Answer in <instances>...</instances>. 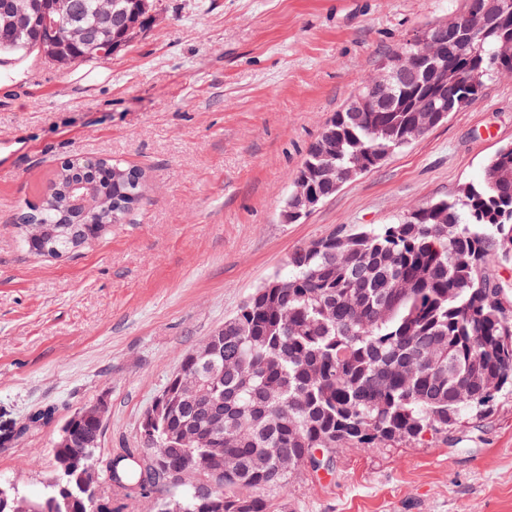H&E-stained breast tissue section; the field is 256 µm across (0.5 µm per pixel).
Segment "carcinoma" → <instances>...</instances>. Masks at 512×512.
<instances>
[{
	"mask_svg": "<svg viewBox=\"0 0 512 512\" xmlns=\"http://www.w3.org/2000/svg\"><path fill=\"white\" fill-rule=\"evenodd\" d=\"M112 28L89 45L62 50L68 66L98 61L106 46H131L156 21L152 0H114ZM448 37V112L481 93L487 79L512 74L499 56L509 26L479 27L457 13ZM67 28L36 24L23 41L0 24V60L27 53L26 45L57 42ZM389 112H337L311 144L297 173L303 192L320 204L353 177L379 167L413 142L405 130L409 108H439L441 97L417 73L393 89ZM113 163L77 156L53 175L39 202L23 218L54 225L60 238L89 220L77 184L92 183L112 197ZM512 260V147L497 151L483 179L452 200L404 211L380 228L336 233L288 257V272L260 288L224 321V342L197 362L182 358L184 378L208 382L222 414L188 404L159 418L153 439L118 453L107 464L108 490L134 500L168 486L155 468L184 473L177 504L182 512H270L267 493L284 488L293 472L319 449L336 451L376 441L413 443L427 432H446L460 418L483 415L512 386V302L497 272ZM202 441L182 444L185 426ZM96 429L79 426L66 452L82 447ZM217 461L201 472L194 462ZM208 478L215 496H194ZM24 495L0 486L10 512H25ZM44 512H112L109 498L81 488L76 475L55 465L44 493L31 499Z\"/></svg>",
	"mask_w": 512,
	"mask_h": 512,
	"instance_id": "1",
	"label": "carcinoma"
}]
</instances>
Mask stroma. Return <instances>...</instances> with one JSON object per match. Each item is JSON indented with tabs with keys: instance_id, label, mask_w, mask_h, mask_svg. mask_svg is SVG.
I'll use <instances>...</instances> for the list:
<instances>
[{
	"instance_id": "stroma-1",
	"label": "stroma",
	"mask_w": 512,
	"mask_h": 512,
	"mask_svg": "<svg viewBox=\"0 0 512 512\" xmlns=\"http://www.w3.org/2000/svg\"><path fill=\"white\" fill-rule=\"evenodd\" d=\"M157 22L102 62L0 66V479L39 496L60 425L106 398L101 458L142 445L179 361L297 248L450 199L512 145V75L344 184L298 222L286 199L310 145L382 61L463 0H155ZM138 168L126 223L61 260L19 215L74 155ZM53 410L33 427L30 416ZM272 512H512V393L411 445L330 454Z\"/></svg>"
}]
</instances>
